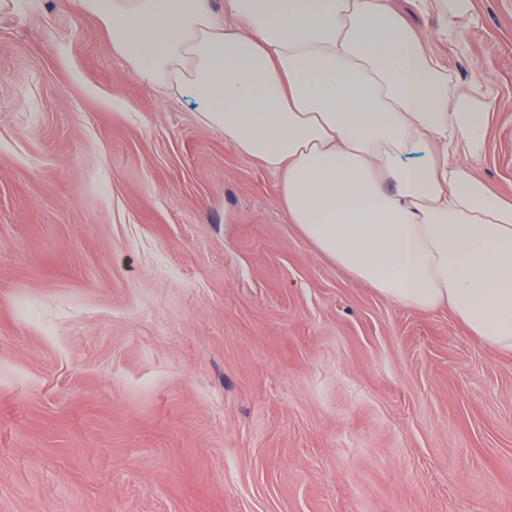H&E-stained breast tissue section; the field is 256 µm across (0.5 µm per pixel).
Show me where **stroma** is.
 Instances as JSON below:
<instances>
[{"mask_svg": "<svg viewBox=\"0 0 512 512\" xmlns=\"http://www.w3.org/2000/svg\"><path fill=\"white\" fill-rule=\"evenodd\" d=\"M398 6L512 199V0ZM199 110L76 0L0 13V512H512V354L319 254Z\"/></svg>", "mask_w": 512, "mask_h": 512, "instance_id": "35a3bbf8", "label": "stroma"}]
</instances>
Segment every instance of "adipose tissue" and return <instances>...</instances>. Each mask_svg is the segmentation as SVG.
Returning <instances> with one entry per match:
<instances>
[{
	"mask_svg": "<svg viewBox=\"0 0 512 512\" xmlns=\"http://www.w3.org/2000/svg\"><path fill=\"white\" fill-rule=\"evenodd\" d=\"M113 53L279 175L318 252L378 296L512 353V201L476 176L488 117L393 0H79Z\"/></svg>",
	"mask_w": 512,
	"mask_h": 512,
	"instance_id": "obj_1",
	"label": "adipose tissue"
}]
</instances>
